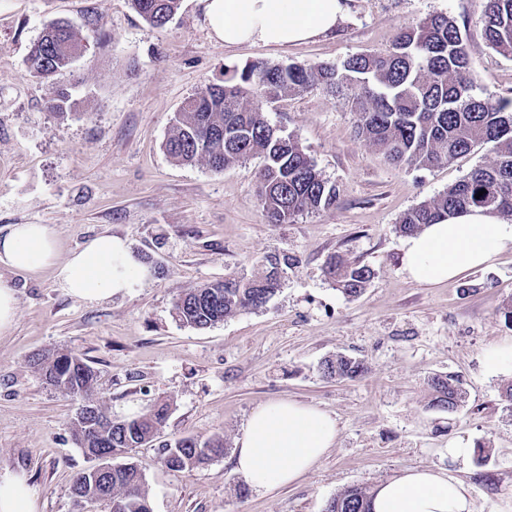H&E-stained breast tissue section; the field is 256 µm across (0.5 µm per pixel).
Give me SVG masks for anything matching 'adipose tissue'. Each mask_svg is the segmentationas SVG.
I'll return each mask as SVG.
<instances>
[{"label":"adipose tissue","mask_w":512,"mask_h":512,"mask_svg":"<svg viewBox=\"0 0 512 512\" xmlns=\"http://www.w3.org/2000/svg\"><path fill=\"white\" fill-rule=\"evenodd\" d=\"M213 37L228 46L260 42L275 48L334 34L349 15V0H200ZM512 245V223L480 208L460 212L402 245L403 264L416 282L437 285L491 262ZM46 224H15L0 236V265L35 276L56 267L72 296L100 301L138 287L147 272L126 241L101 234L64 262ZM338 436L335 418L295 400L252 411L236 442V471L253 488L291 485L313 470ZM371 512H476L468 486L452 472L413 468L376 487Z\"/></svg>","instance_id":"ef3b65f1"}]
</instances>
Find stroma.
Wrapping results in <instances>:
<instances>
[{"label": "stroma", "instance_id": "stroma-1", "mask_svg": "<svg viewBox=\"0 0 512 512\" xmlns=\"http://www.w3.org/2000/svg\"><path fill=\"white\" fill-rule=\"evenodd\" d=\"M483 0H352L335 34L273 48L216 41L199 0H180L164 26L143 20L131 0H0V233L14 224L51 226L59 259L100 234L124 239L149 272L137 288L89 303L61 288L53 269L28 276L0 266L18 308L0 334V473L24 477L36 512H108L77 502L74 476L91 461L73 441L81 398L46 385L33 354L63 352L97 373L96 398L128 418L154 400L169 403L162 439H224L223 456L173 472L152 443L128 460L145 474L152 512H324L343 489H370L412 467L448 469L470 484L476 512H512V409L500 394L512 366L490 375L483 350L512 339L501 310L512 303V247L491 264L437 286L403 268L400 217L487 162L477 149L423 169L389 164L359 137L343 100L314 89L267 107L266 118L296 138L337 185L335 207L291 224L266 223L256 195L262 160L217 172L184 165L163 144L188 98L225 69L270 64L335 65L386 50L396 33L432 13L453 17L465 38L477 92L512 98V56L484 37ZM75 23L83 56L46 84L27 57L44 27ZM72 108L52 112L53 86ZM295 256L263 309L206 329L179 323L176 298L198 285L260 274L266 255ZM333 254L370 267L363 294L348 298L325 279ZM344 354L366 370L323 378L321 363ZM460 376L463 407H430L427 381ZM292 399L330 413L333 448L295 484L251 488L233 470L252 410ZM490 450L487 465L451 461L450 441Z\"/></svg>", "mask_w": 512, "mask_h": 512}]
</instances>
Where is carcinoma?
<instances>
[{
    "label": "carcinoma",
    "instance_id": "obj_1",
    "mask_svg": "<svg viewBox=\"0 0 512 512\" xmlns=\"http://www.w3.org/2000/svg\"><path fill=\"white\" fill-rule=\"evenodd\" d=\"M134 9L153 26L165 25L180 0H132ZM485 40L496 52L512 56V0H484ZM80 47L68 22L50 23L33 45L27 64L30 76L47 80L73 64ZM322 88L350 103L356 131L395 165L431 168L447 164L477 146H486L493 160L479 165L438 197L405 212L397 232L411 236L429 224L470 207L489 209L512 222V100L483 98L475 93L469 55L457 22L436 13L399 31L385 52L352 56L334 66L255 62L224 72V79L189 98L175 118L166 140L167 155L182 164L205 161L221 171L254 155L262 158L257 195L268 223L288 224L309 212L336 204L339 190L325 179L294 137L284 136L265 119V105L292 94ZM486 193L475 198L481 190ZM273 264L259 276L224 280V292L204 283L182 293L174 303L177 320L206 328L238 313L266 306L281 286ZM324 275L346 297L360 295L372 271L336 256ZM45 383L72 395L92 396L96 373L82 359L64 353L32 359ZM364 365L338 355L323 363L327 379H355ZM430 405L454 411L465 403L461 379L431 378ZM169 405L155 402L131 417L127 434H94L88 420H77V432L95 435L91 448L109 455L116 448H136L156 439L168 417ZM163 464L191 472L224 454V439L204 442L194 437L163 445ZM75 497L85 501H116L118 512H151L145 475L134 462L117 464L112 476L92 483L85 473L73 483ZM371 493L351 486L331 499V512H369Z\"/></svg>",
    "mask_w": 512,
    "mask_h": 512
}]
</instances>
